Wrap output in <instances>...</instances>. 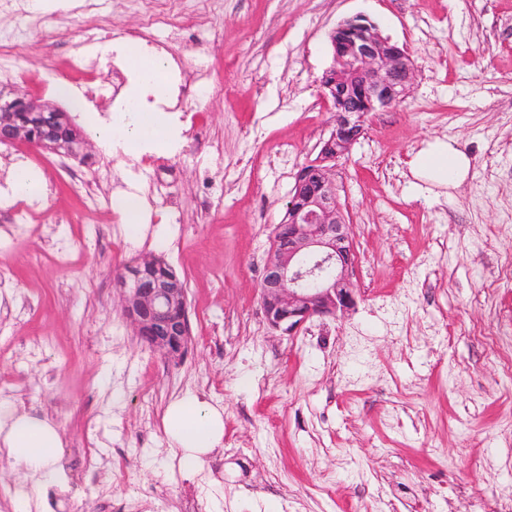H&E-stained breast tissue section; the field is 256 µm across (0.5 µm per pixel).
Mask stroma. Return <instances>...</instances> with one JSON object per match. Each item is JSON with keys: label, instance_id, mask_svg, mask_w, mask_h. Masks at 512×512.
Masks as SVG:
<instances>
[{"label": "stroma", "instance_id": "stroma-1", "mask_svg": "<svg viewBox=\"0 0 512 512\" xmlns=\"http://www.w3.org/2000/svg\"><path fill=\"white\" fill-rule=\"evenodd\" d=\"M83 4L31 11L17 89L70 110L92 143L74 167L140 190L145 231L82 209L65 180L22 230L0 216V404L62 432L52 512H512V0H218L207 14L182 0L171 49L221 90L192 105L207 149L160 173L102 151L103 111L31 84L73 54H106L81 29L103 19L119 39L143 21L139 0ZM357 15L408 48L414 80L365 116L336 169L360 254L355 307L283 336L258 285L294 175L330 131L328 34ZM45 23L60 32L47 49ZM437 140L470 160L459 185L410 171ZM152 255L187 286L178 362L122 315L117 277ZM190 391L223 407L224 445L187 471L162 418ZM42 481L0 454V512Z\"/></svg>", "mask_w": 512, "mask_h": 512}]
</instances>
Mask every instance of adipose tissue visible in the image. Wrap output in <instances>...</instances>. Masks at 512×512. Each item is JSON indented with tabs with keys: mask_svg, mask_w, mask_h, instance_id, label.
I'll return each instance as SVG.
<instances>
[{
	"mask_svg": "<svg viewBox=\"0 0 512 512\" xmlns=\"http://www.w3.org/2000/svg\"><path fill=\"white\" fill-rule=\"evenodd\" d=\"M130 81L125 90L129 108L108 122L97 125L95 136L104 148L148 147L172 144L176 131L158 109L165 93L164 58L124 47ZM415 178L438 186H454L469 171L464 153L444 141L430 143L411 162ZM170 444L181 453L185 468L194 467L224 438V411L193 393L171 401L163 417ZM61 448L58 426L49 419L0 404V450L27 469L48 473Z\"/></svg>",
	"mask_w": 512,
	"mask_h": 512,
	"instance_id": "adipose-tissue-1",
	"label": "adipose tissue"
}]
</instances>
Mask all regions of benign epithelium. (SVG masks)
I'll return each instance as SVG.
<instances>
[{
  "mask_svg": "<svg viewBox=\"0 0 512 512\" xmlns=\"http://www.w3.org/2000/svg\"><path fill=\"white\" fill-rule=\"evenodd\" d=\"M332 66L321 78L333 124L317 157L295 176L288 202V232L276 225L259 283L265 322L296 336L316 317L345 313L355 304L359 263L350 224L332 171L363 135V119L400 102L414 67L404 46L383 37L359 15L329 33ZM24 143L70 158H84L89 144L63 109L12 91L0 92V144ZM122 312L148 347L171 361L191 340L184 282L160 257H146L120 273Z\"/></svg>",
  "mask_w": 512,
  "mask_h": 512,
  "instance_id": "7a95c632",
  "label": "benign epithelium"
}]
</instances>
